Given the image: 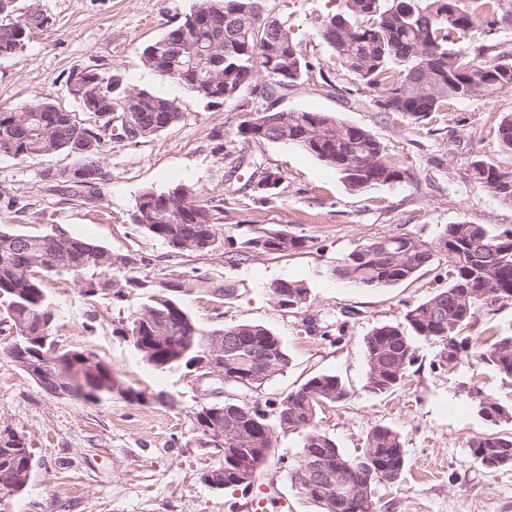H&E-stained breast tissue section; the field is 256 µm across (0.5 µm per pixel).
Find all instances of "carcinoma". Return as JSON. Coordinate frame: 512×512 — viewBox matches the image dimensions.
<instances>
[{
  "label": "carcinoma",
  "mask_w": 512,
  "mask_h": 512,
  "mask_svg": "<svg viewBox=\"0 0 512 512\" xmlns=\"http://www.w3.org/2000/svg\"><path fill=\"white\" fill-rule=\"evenodd\" d=\"M341 22L330 27V18ZM325 18L318 34L336 55L342 67L385 100L383 111L416 120L439 111L450 100L492 96L512 90V57L497 56L476 67L466 59L458 43L467 34L481 30L491 36L512 26V0H338V10ZM19 28L0 16V58L19 53L26 41ZM144 66L160 76L174 72V82L196 93L209 104H222L235 97L259 74L266 78L262 94L271 99L288 89L311 68L293 42L285 23L265 16L260 0H195L190 13L168 27L155 42L140 52ZM139 97V111L132 113L141 137L154 135L178 122L180 107L173 99L147 90L124 86L114 89L112 79L94 80L92 91L102 98L116 99L126 91ZM53 103L34 98L10 111H0V144L10 145V157L26 161L34 157L65 152L76 157L74 169L81 177L65 180L75 197L96 194L101 185L100 158L112 133L105 123H83L72 112H56ZM498 137L503 149L512 152V114L499 123ZM288 137L296 145L341 176L350 190L395 182L405 172L393 163L382 143L368 130L339 121L323 112L288 113V133L270 125L263 140L279 142ZM470 179L500 201L512 205V172L497 164L476 159L469 166ZM155 200L153 213L141 207L138 224L146 233L168 244L175 253H207L217 248V226L224 200L201 196L194 186L178 184L161 193L146 192L141 198ZM448 287L408 309L406 326L381 324L363 338L367 372L365 388L385 395L399 389L415 361V343H435L454 360L457 349H466L468 339L460 337L471 325L481 305L512 301V229L493 232L484 224L466 221L448 225ZM286 230H264L248 241L253 249L283 253L281 240ZM196 242L200 249L183 248ZM440 253L437 244L408 235H389L358 245L337 261L332 274L340 280L375 288H388L413 278L430 266ZM115 252L90 241L64 233L31 235L0 225V323L15 336L7 350L12 361L43 390L61 398L99 402L122 390L109 367L97 363L89 368L68 350L51 355L52 363L42 365L40 353L50 351L58 312L45 281L53 276L72 275L81 283L86 297L99 294L127 296L125 289L142 288L145 282L133 275L137 259L130 254L113 259ZM129 276L121 285L114 272ZM192 290L191 282H174L143 297L139 308L121 332L132 338L133 346L148 365L164 369L173 364L189 366L208 346L212 336H236L247 347H258L277 363L274 372L288 367L289 359L279 336L267 327L236 323L222 329L200 327L181 306L180 290ZM472 355L512 381V330L487 348ZM350 396L341 379L329 373L311 376L294 392L288 409V427L267 401L272 419L265 421L270 433L248 447L249 454L275 448V430L301 434V448L317 439L328 449L332 465L343 464L348 478L358 481V457L345 454L323 433L316 413L325 404H339ZM482 419L492 424L512 420V405L489 397ZM9 448L0 446V475L22 471L33 460L31 448L22 436H12ZM469 447L477 465L487 469L486 453L512 448V436L490 433L473 439ZM365 449L373 462L385 469H404L405 451L400 433L376 425L367 434Z\"/></svg>",
  "instance_id": "1"
}]
</instances>
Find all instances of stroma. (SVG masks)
I'll return each instance as SVG.
<instances>
[{
  "label": "stroma",
  "instance_id": "35a3bbf8",
  "mask_svg": "<svg viewBox=\"0 0 512 512\" xmlns=\"http://www.w3.org/2000/svg\"><path fill=\"white\" fill-rule=\"evenodd\" d=\"M52 25L35 31L18 55L0 58V110L34 96L80 113L69 93L72 73L86 68L120 74L126 85L174 99L183 117L175 125L135 142L113 140L101 156L106 179L101 197L87 203L72 197L48 171L72 167L73 156L55 153L27 161L0 155V224L28 234L64 233L131 254L139 274L151 281L195 276L220 283L215 298L197 289L183 297L194 320L212 330L239 322L261 324L277 334L289 364L250 402L287 394L318 373L339 376L351 396L318 410L323 433L356 454L369 430H397L407 466L398 482L375 489L380 512H512V466L477 468L471 439L498 430L512 435V422L490 427L474 410L471 390L512 403V383L472 356L443 365L438 345L420 342L404 386L386 395L365 387L363 338L380 324L402 322L407 309L448 285V257L439 254L416 278L389 288L359 287L331 273L357 245L386 235L407 234L428 242L461 221L512 229V206L467 176L472 160L512 170V152L497 137L501 119L512 113V91L449 102L418 121L377 105L337 62L318 35L336 0H262L265 15L285 21L310 71L284 90L276 109L326 112L362 127L384 145L405 178L362 192L299 148L255 143L238 133L262 105L263 78L221 105L172 83L145 67L142 46L156 40L195 0H27ZM278 172L275 195L262 196L251 182L252 159ZM194 185L204 197L224 202L219 246L180 255L132 224L130 214L148 191ZM284 229L304 239L287 253L248 248L255 229ZM307 289L296 309L279 307L269 293L277 280ZM59 318L57 350L87 349L112 371L122 387L144 393L141 401L120 395L99 403L54 396L39 388L6 355L11 336L0 333V432L23 436L34 469L26 490L0 512H245L247 493L214 489L207 472L223 467L224 451L198 430L196 413L224 401V385L175 366H149L121 333L140 302L86 297L69 276L48 281ZM512 328V302L481 306L466 334L472 346ZM298 434L278 436L265 481L288 498L291 512H317L292 485Z\"/></svg>",
  "mask_w": 512,
  "mask_h": 512
}]
</instances>
